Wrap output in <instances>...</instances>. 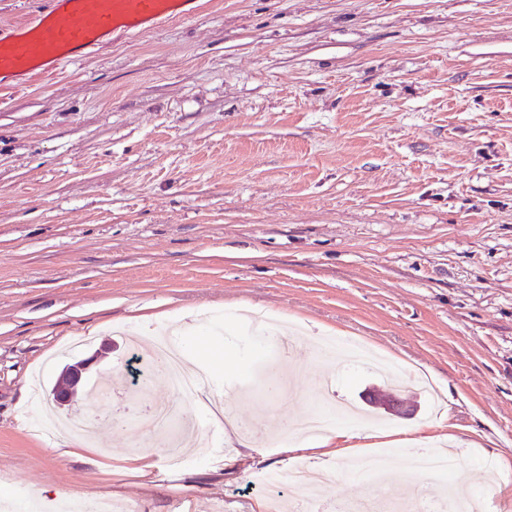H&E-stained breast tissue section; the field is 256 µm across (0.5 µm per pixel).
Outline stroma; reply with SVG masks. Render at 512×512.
Masks as SVG:
<instances>
[{
	"label": "stroma",
	"mask_w": 512,
	"mask_h": 512,
	"mask_svg": "<svg viewBox=\"0 0 512 512\" xmlns=\"http://www.w3.org/2000/svg\"><path fill=\"white\" fill-rule=\"evenodd\" d=\"M284 320L305 335L287 355L265 331ZM140 336L208 371L203 391L132 387ZM315 336L428 377L443 414L317 356ZM97 351L124 425L86 388L59 415L94 418L91 437L34 432L63 366ZM324 375L342 403L412 412L375 409L312 456L286 422ZM162 401L205 455L169 465L166 433L140 424ZM220 401L244 425L230 437ZM415 440L462 459L463 512H512V0H203L0 90V512L20 496L258 512L262 475L296 464L333 471L316 498L368 497L349 455Z\"/></svg>",
	"instance_id": "35a3bbf8"
}]
</instances>
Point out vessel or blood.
Instances as JSON below:
<instances>
[{"label":"vessel or blood","instance_id":"b4317fda","mask_svg":"<svg viewBox=\"0 0 512 512\" xmlns=\"http://www.w3.org/2000/svg\"><path fill=\"white\" fill-rule=\"evenodd\" d=\"M200 8V0H51L46 13L0 27V87L26 85L90 56L104 41L192 17Z\"/></svg>","mask_w":512,"mask_h":512}]
</instances>
